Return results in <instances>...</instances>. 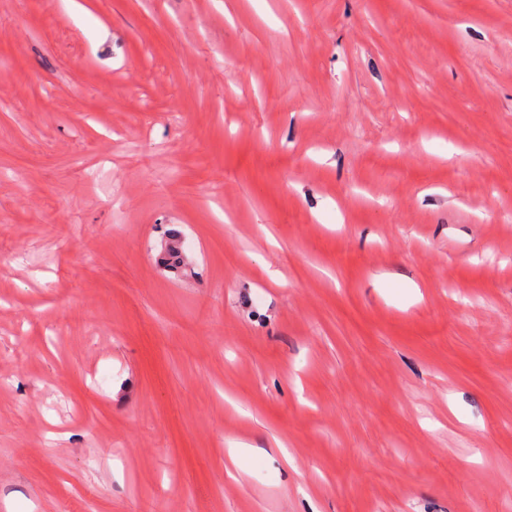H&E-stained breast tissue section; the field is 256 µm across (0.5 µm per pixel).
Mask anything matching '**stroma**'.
Here are the masks:
<instances>
[{
	"mask_svg": "<svg viewBox=\"0 0 512 512\" xmlns=\"http://www.w3.org/2000/svg\"><path fill=\"white\" fill-rule=\"evenodd\" d=\"M80 2L0 0V512H512V0Z\"/></svg>",
	"mask_w": 512,
	"mask_h": 512,
	"instance_id": "stroma-1",
	"label": "stroma"
}]
</instances>
